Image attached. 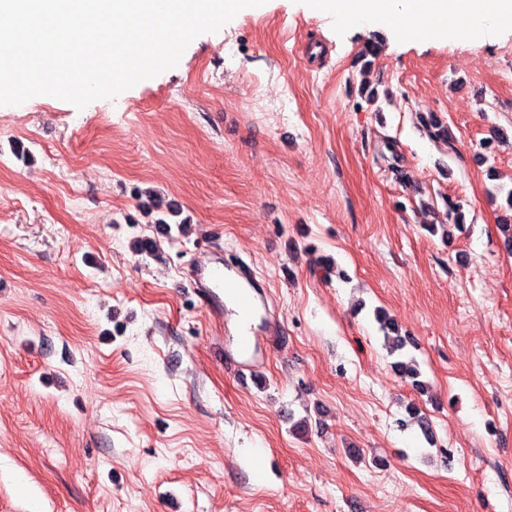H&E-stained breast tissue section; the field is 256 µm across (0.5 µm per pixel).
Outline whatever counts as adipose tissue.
I'll return each mask as SVG.
<instances>
[{
    "instance_id": "adipose-tissue-1",
    "label": "adipose tissue",
    "mask_w": 512,
    "mask_h": 512,
    "mask_svg": "<svg viewBox=\"0 0 512 512\" xmlns=\"http://www.w3.org/2000/svg\"><path fill=\"white\" fill-rule=\"evenodd\" d=\"M315 12L345 24L419 25L424 36L448 28L470 35L512 26V0H310Z\"/></svg>"
}]
</instances>
